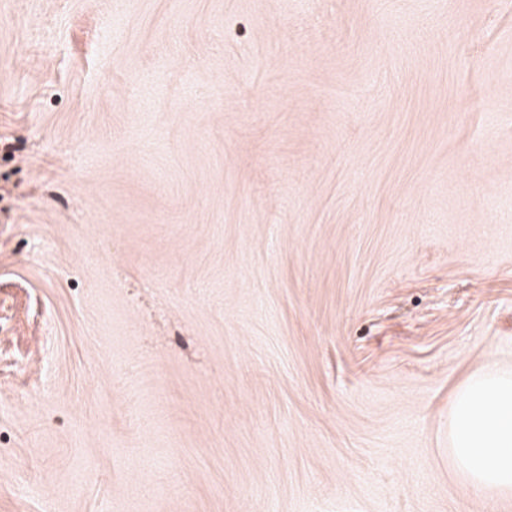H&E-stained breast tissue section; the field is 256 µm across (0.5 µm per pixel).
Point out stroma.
Masks as SVG:
<instances>
[{
  "label": "stroma",
  "mask_w": 512,
  "mask_h": 512,
  "mask_svg": "<svg viewBox=\"0 0 512 512\" xmlns=\"http://www.w3.org/2000/svg\"><path fill=\"white\" fill-rule=\"evenodd\" d=\"M0 512H512V0H0ZM448 455L475 497L512 496V371L488 365L457 388L448 408Z\"/></svg>",
  "instance_id": "35a3bbf8"
}]
</instances>
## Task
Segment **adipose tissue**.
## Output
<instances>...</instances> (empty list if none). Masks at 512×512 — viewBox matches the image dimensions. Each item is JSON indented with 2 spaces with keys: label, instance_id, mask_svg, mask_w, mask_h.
Returning a JSON list of instances; mask_svg holds the SVG:
<instances>
[{
  "label": "adipose tissue",
  "instance_id": "adipose-tissue-1",
  "mask_svg": "<svg viewBox=\"0 0 512 512\" xmlns=\"http://www.w3.org/2000/svg\"><path fill=\"white\" fill-rule=\"evenodd\" d=\"M448 455L472 495L512 496V371L489 365L457 388L448 408Z\"/></svg>",
  "mask_w": 512,
  "mask_h": 512
}]
</instances>
